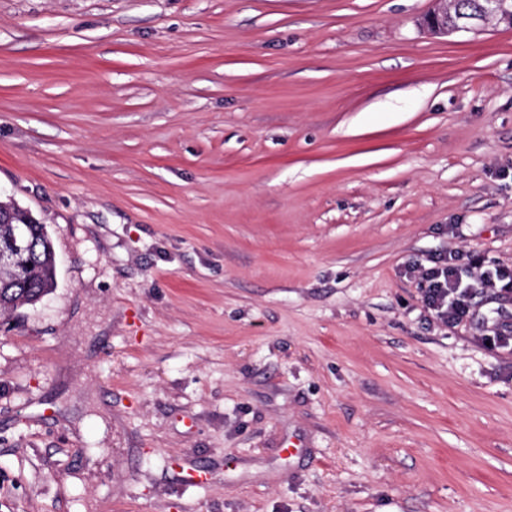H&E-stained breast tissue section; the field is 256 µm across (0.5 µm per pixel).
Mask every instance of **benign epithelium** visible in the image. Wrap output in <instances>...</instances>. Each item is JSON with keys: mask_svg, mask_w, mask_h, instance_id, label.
<instances>
[{"mask_svg": "<svg viewBox=\"0 0 512 512\" xmlns=\"http://www.w3.org/2000/svg\"><path fill=\"white\" fill-rule=\"evenodd\" d=\"M453 0H433V7L426 14L421 26L434 35L446 36L454 33H479L494 22L512 28V6L508 0H482L478 10L452 12Z\"/></svg>", "mask_w": 512, "mask_h": 512, "instance_id": "7a95c632", "label": "benign epithelium"}]
</instances>
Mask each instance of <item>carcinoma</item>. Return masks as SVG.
<instances>
[{
	"label": "carcinoma",
	"instance_id": "cac0c4a2",
	"mask_svg": "<svg viewBox=\"0 0 512 512\" xmlns=\"http://www.w3.org/2000/svg\"><path fill=\"white\" fill-rule=\"evenodd\" d=\"M32 212L12 199L0 200V248L17 244L33 264V275L16 280L7 268L0 269V312L32 305L57 285V262L47 227L33 221Z\"/></svg>",
	"mask_w": 512,
	"mask_h": 512
}]
</instances>
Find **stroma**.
<instances>
[{"mask_svg": "<svg viewBox=\"0 0 512 512\" xmlns=\"http://www.w3.org/2000/svg\"><path fill=\"white\" fill-rule=\"evenodd\" d=\"M432 0H0V512H512V30ZM455 1L433 0V7L423 17L421 26L434 35L446 37L448 34L461 32L479 33L490 22L512 28V5L508 6V0H482L477 11L463 12L458 8L454 15L451 2L455 4ZM448 20L451 23L449 29ZM33 218L36 217L30 210L14 200H0V248L17 244L28 252L33 264V275L19 281L9 269H0V312L32 305L57 285V262L51 237L46 225ZM433 265L415 264L411 270L427 284L422 303L430 317L437 323L454 327L472 315V297L477 290H512V270H491L481 255L469 260V282L462 286L459 271L448 259L430 261Z\"/></svg>", "mask_w": 512, "mask_h": 512, "instance_id": "stroma-1", "label": "stroma"}]
</instances>
